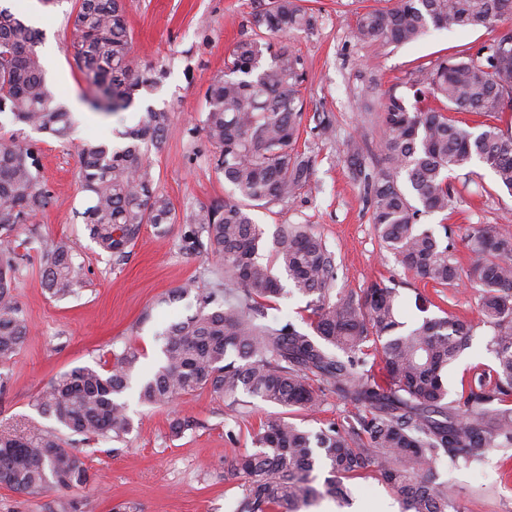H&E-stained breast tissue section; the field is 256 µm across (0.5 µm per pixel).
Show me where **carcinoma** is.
Wrapping results in <instances>:
<instances>
[{
  "label": "carcinoma",
  "mask_w": 512,
  "mask_h": 512,
  "mask_svg": "<svg viewBox=\"0 0 512 512\" xmlns=\"http://www.w3.org/2000/svg\"><path fill=\"white\" fill-rule=\"evenodd\" d=\"M506 20H512V0H394L359 14L353 37L398 46L432 28L494 30ZM253 24L267 38L236 44L224 74L213 77L205 93L202 130L238 200L199 207L189 247L215 260L221 277L196 289V310L160 333L162 358L142 382L139 400L166 407L207 389L230 407L246 394L311 413L324 401L326 383L352 407L343 423L313 432L270 414L252 450L224 459V472L239 480L236 512H300L317 495L312 482L319 466L327 468L325 493L342 507L352 505L345 482L368 475L396 493L401 512H458L432 465L446 460L451 469L470 467L491 449L512 459V232L493 224L468 231L464 242L473 263L464 272L449 258L448 226L440 234L421 218L454 210L450 179L475 160L512 196V128L502 127L503 115L512 112V34L438 60L411 101L381 95L382 165H367L355 137L346 143V161L371 199L372 223L403 269L436 285L465 278L481 288V322L490 329L486 350L494 365L476 371L450 399L444 371L468 348L473 325L434 316L407 329L397 290L383 282L359 293L335 291V254L308 224L281 227L266 248L249 208L293 200L315 171L314 157L294 148L304 119L301 62L274 41L311 30L314 15L302 0H270ZM73 35L71 55L92 88L87 102L95 110L124 111L135 91H150L164 78L161 68L133 65L125 0H78ZM39 43L37 29L0 7V114L9 113L17 126L0 137V362L29 336L15 289L32 255L53 298L74 294L82 276L69 243L16 240L19 225L53 202L25 129L64 139L72 124L47 87ZM452 112L484 120L464 126ZM166 127L167 113L149 107L136 124L115 132L120 143L81 145L79 181L89 202L82 217L90 237L117 262L142 225L164 235L175 221L148 155L151 147L162 149ZM278 267L307 297L301 326L268 318L286 293ZM376 349L381 374L371 360ZM112 358L107 369L75 367L55 375L37 396L40 414L87 442L124 440L132 423L123 394L138 353L128 348ZM90 483L89 467L56 433L0 434V485L41 495Z\"/></svg>",
  "instance_id": "cac0c4a2"
}]
</instances>
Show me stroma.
<instances>
[{"instance_id": "35a3bbf8", "label": "stroma", "mask_w": 512, "mask_h": 512, "mask_svg": "<svg viewBox=\"0 0 512 512\" xmlns=\"http://www.w3.org/2000/svg\"><path fill=\"white\" fill-rule=\"evenodd\" d=\"M267 2L127 0L132 60L137 65L159 63L165 76L152 92L140 93L120 117L83 105L88 84L67 50L76 0L41 7L39 54L48 83L60 102L79 104L81 110L73 115L69 139L28 131V141L40 153L42 181L57 203L21 225L17 235L45 245L69 242L84 265V276L78 297L57 300L43 286L38 263L20 272L16 294L30 335L17 355L0 364V376L7 380L0 391V432L24 435L54 428L53 420L37 413L33 400L59 372L99 367L113 353L130 347L139 354L135 377L145 376L161 357L158 332L195 311L194 289L213 278L215 264L188 249L189 216L199 206L220 205L233 197L231 185L215 168L216 149L200 129L205 91L210 78L223 73L234 45L253 37V15ZM388 4L311 0L313 29L287 36L288 48L305 74L307 117L297 148L315 158V173L293 201L254 208L250 215L269 240L280 225H312L336 255L337 289L357 292L375 281L394 282L400 293L399 316L407 325L442 311L474 324L469 347L446 374L453 394L492 362L485 349L489 331L478 323V292L466 283L441 287L416 279L381 247L364 187L346 161V140L360 134L372 161L381 163L378 104L362 97L361 89L375 82L381 90L410 96L411 84L437 60L475 52L491 32L434 29L417 41L383 50L356 41L352 29L357 14ZM148 106L168 114L165 145L150 158L155 183L173 202L177 221L163 237L154 225H142L128 256L117 263L85 228L78 151L85 140L105 138L122 124L133 125ZM317 112L332 121L335 140L318 135L313 120ZM452 189L454 213L429 214L422 221L448 224L454 241L450 254L465 266L471 261L463 243L467 229L494 224L512 230V196L498 189L493 172L478 161L472 163L469 177L453 179ZM125 399L133 423L125 441L66 438L69 449L89 467L92 489L30 496L0 486V512H48L50 502L72 497L80 500L82 512H110L120 502L136 505L139 512H235L240 490L236 480L225 477L224 459L250 448L270 405L245 395L233 410L206 389L161 409L140 404L133 388ZM176 418L191 422L178 436L170 429ZM435 471L462 512H512V464H503L501 453H488L483 463L468 469H452L442 462Z\"/></svg>"}]
</instances>
